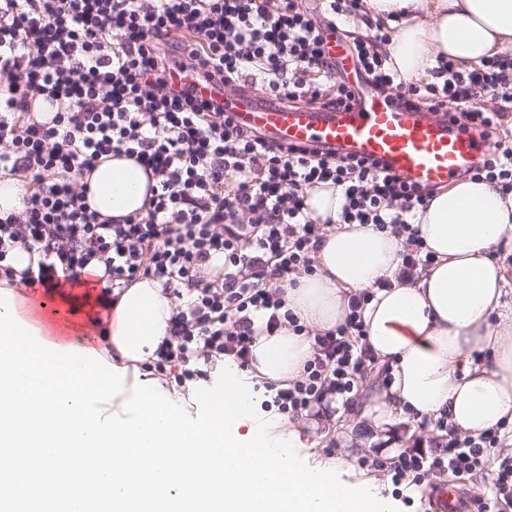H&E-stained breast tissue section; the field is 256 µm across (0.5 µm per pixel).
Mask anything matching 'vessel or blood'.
Masks as SVG:
<instances>
[{
  "mask_svg": "<svg viewBox=\"0 0 512 512\" xmlns=\"http://www.w3.org/2000/svg\"><path fill=\"white\" fill-rule=\"evenodd\" d=\"M199 95L223 105L235 124L257 129L276 142L319 143L339 155L379 160L408 182L444 185L475 164L485 146L427 112L400 106V92L366 95L348 108L321 112L289 109L254 90L226 94L219 85L192 82ZM432 512H479L477 498L461 483L446 481L431 490Z\"/></svg>",
  "mask_w": 512,
  "mask_h": 512,
  "instance_id": "vessel-or-blood-1",
  "label": "vessel or blood"
}]
</instances>
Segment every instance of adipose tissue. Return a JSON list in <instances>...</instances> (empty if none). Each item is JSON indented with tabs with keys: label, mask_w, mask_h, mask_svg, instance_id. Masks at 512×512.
I'll return each instance as SVG.
<instances>
[{
	"label": "adipose tissue",
	"mask_w": 512,
	"mask_h": 512,
	"mask_svg": "<svg viewBox=\"0 0 512 512\" xmlns=\"http://www.w3.org/2000/svg\"><path fill=\"white\" fill-rule=\"evenodd\" d=\"M373 24L391 32L381 47L406 81L429 77L437 56L461 70L512 54V0H365ZM101 218L146 214L152 184L135 160L113 156L77 174ZM339 189H308L310 218L325 227L316 272L296 277L286 306L305 327L259 335L246 370L253 381L287 386L312 355L313 336L335 329L349 301L374 290L362 317L366 343L392 379L369 390L365 408L449 422L478 435L512 422V191L486 180H458L437 190L415 225L434 256L402 280L404 238L372 226L343 224ZM386 288H379V281ZM96 350L126 371V386L151 379L155 352L168 338L174 303L158 280L123 289Z\"/></svg>",
	"instance_id": "obj_1"
}]
</instances>
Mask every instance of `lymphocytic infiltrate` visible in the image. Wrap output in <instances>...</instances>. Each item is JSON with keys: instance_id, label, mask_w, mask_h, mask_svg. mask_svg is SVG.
<instances>
[{"instance_id": "obj_1", "label": "lymphocytic infiltrate", "mask_w": 512, "mask_h": 512, "mask_svg": "<svg viewBox=\"0 0 512 512\" xmlns=\"http://www.w3.org/2000/svg\"><path fill=\"white\" fill-rule=\"evenodd\" d=\"M363 10V0H323L318 15L300 0H0V177L32 187L22 214L0 217V276L12 278L7 259L20 245L44 256L37 273L21 277L28 288L77 283L92 259L104 260L109 279L95 298L102 308L112 289L158 279L179 304L154 368L183 383L227 356L247 367L258 332H301L284 294L295 276L315 271L323 227L305 211L308 188L341 189L340 223L404 237L403 277L431 264L413 223L430 188L319 145L270 142L165 78L173 70L253 87L288 107H337L354 92L337 79L324 34ZM389 37L371 24L352 41L370 87L404 91L408 107L487 141L467 177L512 190V57L462 71L441 56L430 78L406 83L379 51ZM38 104L49 121L35 116ZM112 153L135 158L157 180L146 214L117 224L89 210L74 179ZM372 297L352 298L344 322L315 335L300 378L272 396L280 413L352 401L375 365L362 321ZM511 436L506 423L475 437L450 433L436 453H401L391 481L413 491L431 475L491 464L482 512H494L499 500L512 501Z\"/></svg>"}]
</instances>
